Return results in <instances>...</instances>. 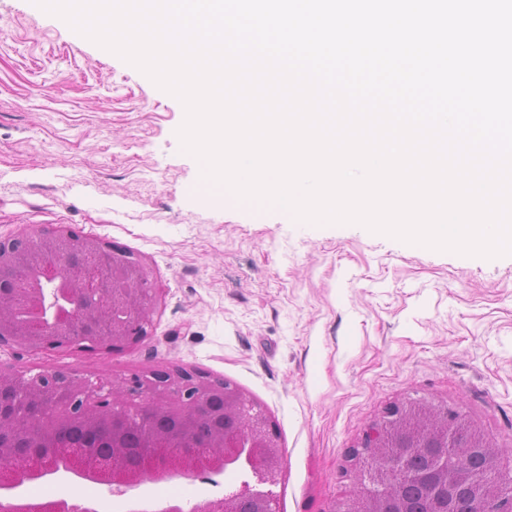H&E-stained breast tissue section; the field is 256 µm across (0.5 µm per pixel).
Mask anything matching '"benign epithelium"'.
<instances>
[{"mask_svg":"<svg viewBox=\"0 0 512 512\" xmlns=\"http://www.w3.org/2000/svg\"><path fill=\"white\" fill-rule=\"evenodd\" d=\"M158 305L150 271L112 245L60 227L0 237V348L113 354L138 344ZM469 423L423 402L396 403L365 430L355 465L341 468L359 490L341 512H409L398 484L407 461L392 449L445 448L422 478L438 497L465 493L468 512H512V477L503 449L483 437L462 440ZM485 466L474 477L470 461ZM245 460L261 484L285 462L265 410L230 382L194 369L132 373L112 387L75 374H36L0 362V512H96L76 494L33 499L27 487L50 476L76 489L108 485L131 494L130 512H277L269 492L247 483L188 510L165 500L148 511L144 483H196Z\"/></svg>","mask_w":512,"mask_h":512,"instance_id":"benign-epithelium-1","label":"benign epithelium"}]
</instances>
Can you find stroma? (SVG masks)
I'll list each match as a JSON object with an SVG mask.
<instances>
[{
    "label": "stroma",
    "mask_w": 512,
    "mask_h": 512,
    "mask_svg": "<svg viewBox=\"0 0 512 512\" xmlns=\"http://www.w3.org/2000/svg\"><path fill=\"white\" fill-rule=\"evenodd\" d=\"M184 119L176 97L61 18L0 0V237L48 225L90 235L139 259L160 290L135 346L0 360L93 382L179 367L224 378L277 427L279 512L352 499L340 466L402 401L459 411L512 472V255L210 205L177 136Z\"/></svg>",
    "instance_id": "obj_1"
}]
</instances>
